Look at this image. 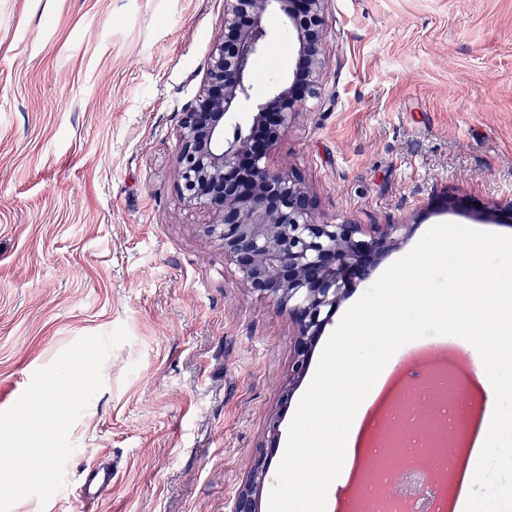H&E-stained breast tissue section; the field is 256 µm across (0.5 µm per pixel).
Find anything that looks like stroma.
Returning <instances> with one entry per match:
<instances>
[{"label": "stroma", "mask_w": 512, "mask_h": 512, "mask_svg": "<svg viewBox=\"0 0 512 512\" xmlns=\"http://www.w3.org/2000/svg\"><path fill=\"white\" fill-rule=\"evenodd\" d=\"M322 97L269 156L320 219L394 224L376 271L433 225L512 235V0H327ZM224 0H0V410L81 336L125 326L71 430L65 488L12 512H231L270 455L276 512L289 441L336 331L289 401L287 313L259 301L175 182L182 114ZM266 101L294 56L269 22ZM498 209L484 220L479 207ZM109 457L103 500L83 468Z\"/></svg>", "instance_id": "obj_1"}]
</instances>
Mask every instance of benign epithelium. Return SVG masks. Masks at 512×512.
I'll use <instances>...</instances> for the list:
<instances>
[{"label": "benign epithelium", "mask_w": 512, "mask_h": 512, "mask_svg": "<svg viewBox=\"0 0 512 512\" xmlns=\"http://www.w3.org/2000/svg\"><path fill=\"white\" fill-rule=\"evenodd\" d=\"M325 0H224L221 34L214 39L204 82L183 112L177 143L176 187L181 199L209 217L204 229L224 246V259L257 299L288 313L294 340L291 377L282 401L305 374L310 353L344 292L365 280L377 256L396 244L398 224L367 232L360 224L316 217L317 202L292 170L271 168L268 151L288 132L299 108L321 97L325 66ZM280 19L295 53L288 79L276 83L283 110L266 119L260 105L253 133L224 136L226 121L251 98L255 59L267 22ZM269 458H260L241 484L234 512H257Z\"/></svg>", "instance_id": "7a95c632"}]
</instances>
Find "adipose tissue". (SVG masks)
<instances>
[{"label":"adipose tissue","mask_w":512,"mask_h":512,"mask_svg":"<svg viewBox=\"0 0 512 512\" xmlns=\"http://www.w3.org/2000/svg\"><path fill=\"white\" fill-rule=\"evenodd\" d=\"M445 270L454 285L434 288L428 270ZM432 322L440 336L478 339L473 356L485 392L461 473L470 484L483 459L512 444V236L460 224L430 228L422 246L385 269L374 301H359L336 325L316 374V394L298 417L294 447L305 449L302 466L284 479L286 501L302 499L306 512H326L328 495L348 478L360 454L366 408L381 392L399 352L416 328Z\"/></svg>","instance_id":"obj_1"}]
</instances>
